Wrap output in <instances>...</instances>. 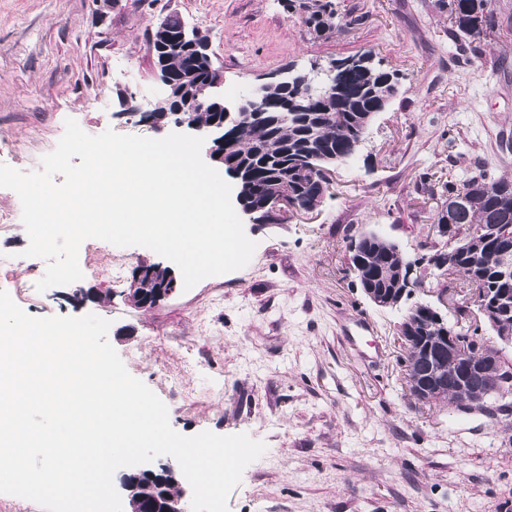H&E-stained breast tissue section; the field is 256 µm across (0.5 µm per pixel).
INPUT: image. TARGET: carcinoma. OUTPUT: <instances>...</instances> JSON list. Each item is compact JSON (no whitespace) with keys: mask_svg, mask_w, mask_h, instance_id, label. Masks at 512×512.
I'll list each match as a JSON object with an SVG mask.
<instances>
[{"mask_svg":"<svg viewBox=\"0 0 512 512\" xmlns=\"http://www.w3.org/2000/svg\"><path fill=\"white\" fill-rule=\"evenodd\" d=\"M451 30L468 43L480 42L493 25L498 0H445ZM286 9L299 15L302 23L315 34L329 35L350 24L336 0H286ZM155 59L166 64L171 77L179 79L194 59L195 51L188 42H167L155 33ZM368 58L367 65L353 64L336 74V82L309 73L297 74L288 83L260 94L259 107L268 119L254 122L243 118L239 134L224 145L228 162L251 173L252 182L245 188V199L257 205L265 198L280 195L288 204L305 210L318 196H325L329 186H319L318 179L304 173V168L324 166L334 161L345 163L354 156L364 139V118L387 110L398 93L396 73L372 61L371 52L348 56ZM211 63H198V83L192 88L198 98L194 119L207 127L224 121V109L209 98L207 81ZM442 193L466 202L459 215L458 231L448 236L441 246H431L422 260L431 262L433 254L451 255L448 284L455 276L464 277L470 294L484 289L497 297L509 293L512 301V271L506 273L493 264L487 250L512 246V178L492 177L484 172L462 181L453 179L442 184ZM351 262L360 288L370 285L390 291L401 289L400 268L409 264L399 246L373 233H362L349 241ZM436 308L424 301L412 304L403 316L416 325L418 338L407 344V375L424 378L419 348L441 342V336L453 326L436 321ZM456 337L467 356L457 361V376L448 384V400L456 391L485 390L465 381L466 363L475 358L484 341L456 331ZM127 485L139 496L150 494V482L140 472L123 474Z\"/></svg>","mask_w":512,"mask_h":512,"instance_id":"1","label":"carcinoma"}]
</instances>
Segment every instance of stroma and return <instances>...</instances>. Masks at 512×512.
<instances>
[{"label":"stroma","instance_id":"obj_1","mask_svg":"<svg viewBox=\"0 0 512 512\" xmlns=\"http://www.w3.org/2000/svg\"><path fill=\"white\" fill-rule=\"evenodd\" d=\"M489 37L460 51L438 0H337L352 20L318 36L283 0H0V164L40 169L74 119L162 138L140 122L158 101L150 49L168 14L207 34L234 105L281 70L301 73L372 51L398 93L313 211L245 224L257 244L242 269L206 278L154 307L126 293L141 246L80 247V285L38 292L46 263L28 245L17 194L0 188V290L35 317L96 314L128 372L167 406L180 434L209 430L263 442L228 512H512V396L464 413L409 393L399 338L404 309L364 296L348 241L374 232L417 260L448 177L481 165L512 172V0ZM120 282H109L108 265Z\"/></svg>","mask_w":512,"mask_h":512}]
</instances>
